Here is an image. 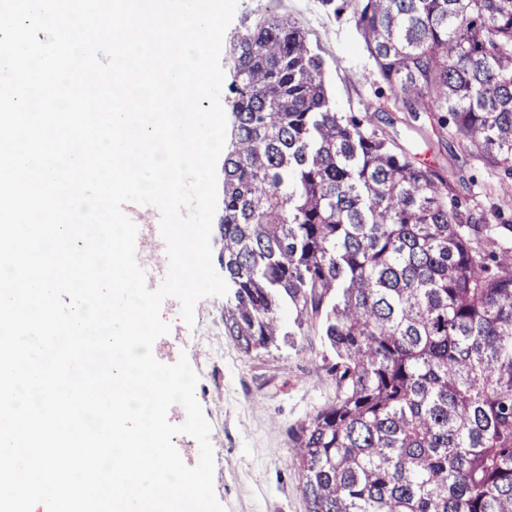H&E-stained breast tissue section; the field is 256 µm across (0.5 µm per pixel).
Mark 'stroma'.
Wrapping results in <instances>:
<instances>
[{
    "mask_svg": "<svg viewBox=\"0 0 512 512\" xmlns=\"http://www.w3.org/2000/svg\"><path fill=\"white\" fill-rule=\"evenodd\" d=\"M269 13L292 16L311 32L326 62L337 111H361L374 88L356 82L355 76L371 71L372 61L356 38L350 16L334 15L321 0H238L224 34L225 83L234 79L230 49L238 34ZM379 125L418 161L440 171H456V190L468 202L492 205L483 187L495 182L496 174L477 161L429 148L420 134L429 125L427 117H420L412 128L401 113L383 112ZM225 302L222 296L201 299L191 327L176 319L179 304L163 302L161 314L173 322L169 334L158 340L163 348L160 360L172 364L187 355L199 376L196 398L211 428L214 491L226 512H305L299 473L289 468L286 458L293 432L336 394L323 367L326 350L312 336L305 339L307 351L300 356L289 348L244 354L224 334Z\"/></svg>",
    "mask_w": 512,
    "mask_h": 512,
    "instance_id": "35a3bbf8",
    "label": "stroma"
}]
</instances>
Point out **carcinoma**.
<instances>
[{"label": "carcinoma", "mask_w": 512, "mask_h": 512, "mask_svg": "<svg viewBox=\"0 0 512 512\" xmlns=\"http://www.w3.org/2000/svg\"><path fill=\"white\" fill-rule=\"evenodd\" d=\"M322 3L373 60L358 81L497 172L498 203H462L372 104L337 112L310 31L265 16L233 47L224 331L333 356L288 454L307 512H512V0Z\"/></svg>", "instance_id": "obj_1"}]
</instances>
